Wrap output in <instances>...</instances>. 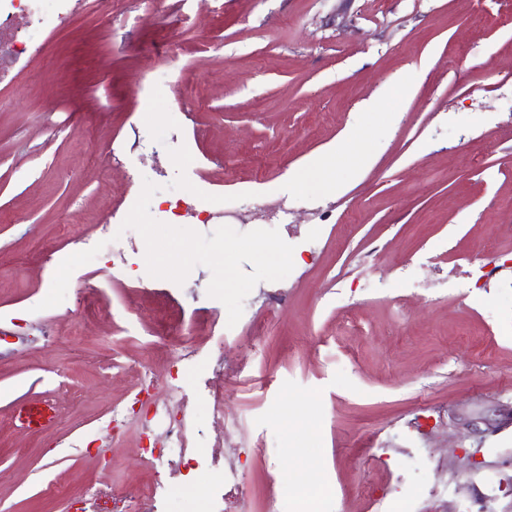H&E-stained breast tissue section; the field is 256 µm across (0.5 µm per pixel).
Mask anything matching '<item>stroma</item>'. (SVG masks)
<instances>
[{
    "label": "stroma",
    "mask_w": 512,
    "mask_h": 512,
    "mask_svg": "<svg viewBox=\"0 0 512 512\" xmlns=\"http://www.w3.org/2000/svg\"><path fill=\"white\" fill-rule=\"evenodd\" d=\"M72 4L0 82V512L144 477V409L110 421L143 365L184 367L147 346L164 311L202 353L219 318L245 367L224 409L247 512H297L302 482L321 512H512V0ZM355 123L378 132L363 167L285 190ZM36 400L52 425L18 427Z\"/></svg>",
    "instance_id": "35a3bbf8"
}]
</instances>
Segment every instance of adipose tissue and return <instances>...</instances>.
<instances>
[{
  "mask_svg": "<svg viewBox=\"0 0 512 512\" xmlns=\"http://www.w3.org/2000/svg\"><path fill=\"white\" fill-rule=\"evenodd\" d=\"M369 137L368 130L357 125L351 126L336 146L318 156L307 170L292 174L288 179L289 187H296L309 178L318 180L324 187H333L338 170L355 169L365 161V144Z\"/></svg>",
  "mask_w": 512,
  "mask_h": 512,
  "instance_id": "1",
  "label": "adipose tissue"
}]
</instances>
